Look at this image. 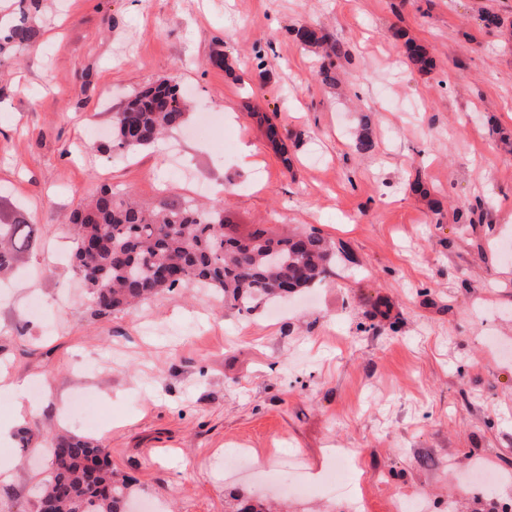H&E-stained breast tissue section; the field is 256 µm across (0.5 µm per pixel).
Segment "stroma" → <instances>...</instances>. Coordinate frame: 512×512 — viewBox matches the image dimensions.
<instances>
[{
  "mask_svg": "<svg viewBox=\"0 0 512 512\" xmlns=\"http://www.w3.org/2000/svg\"><path fill=\"white\" fill-rule=\"evenodd\" d=\"M41 5L35 48L0 60V212L37 229L0 288V374L26 384L23 427L91 435L161 512H230L236 491L351 512L326 491L337 448L363 512L512 502V0ZM299 24L340 42L335 85L317 76L319 48L294 41ZM408 38L433 69L407 61ZM171 75L191 125L132 157L106 151L126 96ZM255 106L287 130L291 166ZM103 186L217 200L240 236L313 231L351 258L278 318L203 288L100 316L67 217ZM80 393L97 396L100 428L78 422ZM483 462L478 495L462 475ZM0 469V512H35L50 455L0 446Z\"/></svg>",
  "mask_w": 512,
  "mask_h": 512,
  "instance_id": "1",
  "label": "stroma"
}]
</instances>
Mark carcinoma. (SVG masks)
Returning <instances> with one entry per match:
<instances>
[{"label": "carcinoma", "instance_id": "carcinoma-1", "mask_svg": "<svg viewBox=\"0 0 512 512\" xmlns=\"http://www.w3.org/2000/svg\"><path fill=\"white\" fill-rule=\"evenodd\" d=\"M40 0H19L20 20L0 31V54L34 46L38 30L29 13ZM304 45L322 44L326 36L309 26L293 30ZM333 43L318 77L333 84ZM410 61L425 70L431 60L424 48L409 43ZM268 139L278 146L284 164L288 151L277 126L255 112ZM188 120L187 105L176 77L134 92L112 117L107 149L131 156L155 145ZM73 238L72 262L89 289L94 312L107 315L130 308L175 289L208 288L224 295L225 305L249 313L261 304L303 291L329 276L340 258L336 246L315 232L273 236L257 229L248 237L236 235L219 202L198 205L184 199L161 198L150 206L123 199L108 187L81 202L69 217ZM33 229L21 216L0 218V276L14 272L24 261ZM50 454L52 472L39 498L55 512H128L135 496L133 480L120 477L106 461L107 454L92 438L57 435ZM232 512H271L261 501L236 496Z\"/></svg>", "mask_w": 512, "mask_h": 512}]
</instances>
